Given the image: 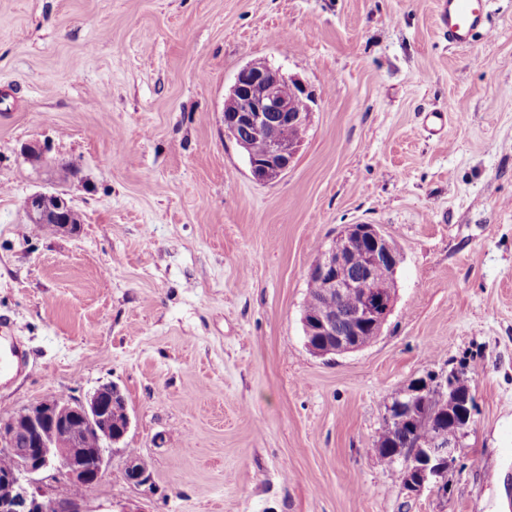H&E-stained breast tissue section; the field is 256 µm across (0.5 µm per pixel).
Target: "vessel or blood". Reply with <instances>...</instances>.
I'll return each instance as SVG.
<instances>
[{"label": "vessel or blood", "mask_w": 512, "mask_h": 512, "mask_svg": "<svg viewBox=\"0 0 512 512\" xmlns=\"http://www.w3.org/2000/svg\"><path fill=\"white\" fill-rule=\"evenodd\" d=\"M487 21L488 0H437L436 24L449 45L471 46L476 37L488 33ZM27 366V353L14 322L0 317V375H16Z\"/></svg>", "instance_id": "b4317fda"}]
</instances>
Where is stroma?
Segmentation results:
<instances>
[{
	"instance_id": "obj_1",
	"label": "stroma",
	"mask_w": 512,
	"mask_h": 512,
	"mask_svg": "<svg viewBox=\"0 0 512 512\" xmlns=\"http://www.w3.org/2000/svg\"><path fill=\"white\" fill-rule=\"evenodd\" d=\"M435 14L0 0V315L29 363L0 381V418L120 387L131 425L87 512H512V0L466 49ZM256 59L315 98L265 183L224 132ZM37 192L66 194L76 234L27 230ZM358 223L401 253L393 310L370 345L321 357L308 270ZM464 366L477 409L448 494L410 492L375 447L386 409ZM131 448L147 485L125 479Z\"/></svg>"
}]
</instances>
